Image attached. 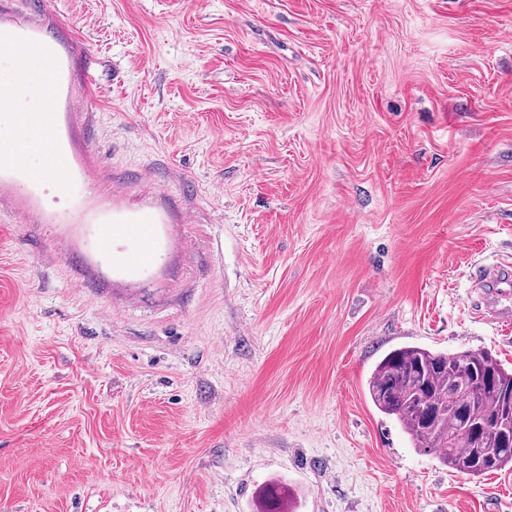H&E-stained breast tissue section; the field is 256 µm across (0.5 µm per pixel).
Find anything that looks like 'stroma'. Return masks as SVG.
<instances>
[{"label": "stroma", "instance_id": "stroma-1", "mask_svg": "<svg viewBox=\"0 0 512 512\" xmlns=\"http://www.w3.org/2000/svg\"><path fill=\"white\" fill-rule=\"evenodd\" d=\"M16 33L71 176L0 168V512H255L273 479L287 512H512V469L366 391L403 345L512 363L469 278L512 256V0H0ZM8 46L14 57L19 60L45 55L49 49L43 41L25 35H15L9 40ZM144 224L145 235L141 243L131 249L125 256V266L130 271H139L148 267L153 259L156 238L152 228L153 220L147 217L139 219Z\"/></svg>", "mask_w": 512, "mask_h": 512}]
</instances>
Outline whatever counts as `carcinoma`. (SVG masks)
<instances>
[{"label": "carcinoma", "instance_id": "1", "mask_svg": "<svg viewBox=\"0 0 512 512\" xmlns=\"http://www.w3.org/2000/svg\"><path fill=\"white\" fill-rule=\"evenodd\" d=\"M367 390L418 451L448 468L473 477L512 468V368L492 352L403 345L377 362ZM289 495L268 484L257 512H282Z\"/></svg>", "mask_w": 512, "mask_h": 512}]
</instances>
